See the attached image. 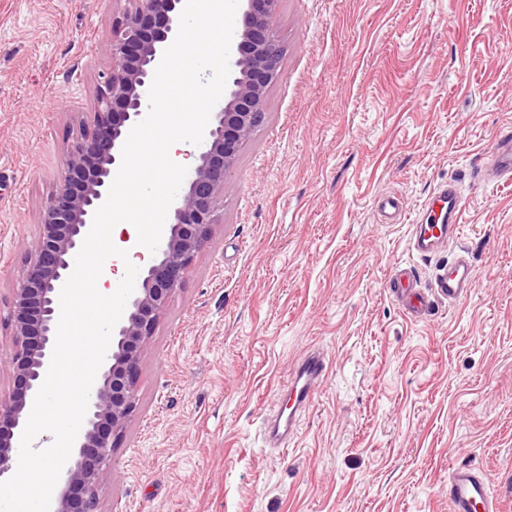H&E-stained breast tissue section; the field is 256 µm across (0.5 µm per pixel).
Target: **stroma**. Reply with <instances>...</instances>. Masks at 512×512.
Here are the masks:
<instances>
[{
    "instance_id": "obj_1",
    "label": "stroma",
    "mask_w": 512,
    "mask_h": 512,
    "mask_svg": "<svg viewBox=\"0 0 512 512\" xmlns=\"http://www.w3.org/2000/svg\"><path fill=\"white\" fill-rule=\"evenodd\" d=\"M123 0H0V363L11 298ZM267 120L145 356L100 512H451L479 466L512 512V182L483 179L512 128V0H281ZM456 181L461 237L412 251ZM395 191L404 216L380 223ZM468 253V298L408 317L396 266L429 285ZM327 376L285 445L262 427L309 348Z\"/></svg>"
}]
</instances>
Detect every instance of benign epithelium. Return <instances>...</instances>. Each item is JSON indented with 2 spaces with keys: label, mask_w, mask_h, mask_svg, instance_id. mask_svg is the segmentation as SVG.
Listing matches in <instances>:
<instances>
[{
  "label": "benign epithelium",
  "mask_w": 512,
  "mask_h": 512,
  "mask_svg": "<svg viewBox=\"0 0 512 512\" xmlns=\"http://www.w3.org/2000/svg\"><path fill=\"white\" fill-rule=\"evenodd\" d=\"M128 2L113 20L111 39L100 46L110 68L96 91L97 123L91 130L81 128L68 151L59 187L40 213L39 235L27 248L28 268L12 295L10 329L16 350L7 371L21 386V394L0 397V481L12 473L22 432L50 365L60 291L96 210L106 200L123 144L141 120L154 72L178 32L182 0ZM278 5L279 0H246L222 103L168 212L154 257L141 271V286L113 329L51 512H99V488L136 408L141 363L161 315L219 222L224 182L241 148L266 122L267 94L281 75L285 53L272 24ZM159 17L163 24L157 26Z\"/></svg>",
  "instance_id": "1"
}]
</instances>
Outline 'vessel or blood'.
<instances>
[{
  "label": "vessel or blood",
  "instance_id": "vessel-or-blood-1",
  "mask_svg": "<svg viewBox=\"0 0 512 512\" xmlns=\"http://www.w3.org/2000/svg\"><path fill=\"white\" fill-rule=\"evenodd\" d=\"M488 175L512 180V134L497 133L492 149L484 157ZM463 197L456 184L439 186L425 202L422 224L416 225L411 246L419 254L430 256L439 252L448 238L459 231ZM389 288L403 311L413 318L428 315L435 302L459 303L471 293L473 271L466 258L459 257L437 267L429 288H420L412 272L397 270ZM326 360L322 351H308L290 374L286 395L287 412H276L264 425L267 441L282 445L296 426L297 414L310 404L316 386L324 379ZM448 491L452 512H500L477 469L456 466L448 474Z\"/></svg>",
  "mask_w": 512,
  "mask_h": 512
}]
</instances>
